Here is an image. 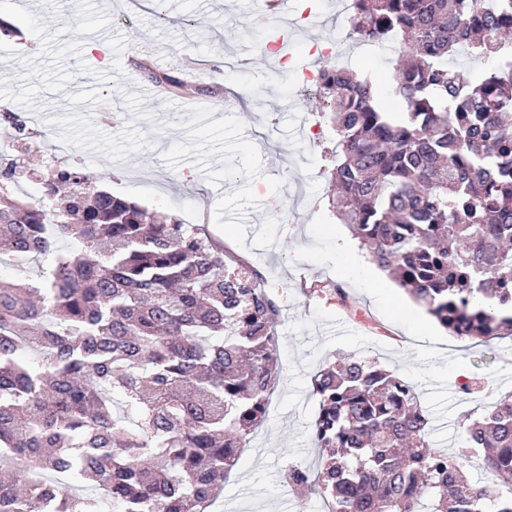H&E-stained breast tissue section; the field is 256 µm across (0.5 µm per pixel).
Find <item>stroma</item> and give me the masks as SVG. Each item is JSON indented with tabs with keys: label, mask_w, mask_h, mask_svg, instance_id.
<instances>
[{
	"label": "stroma",
	"mask_w": 512,
	"mask_h": 512,
	"mask_svg": "<svg viewBox=\"0 0 512 512\" xmlns=\"http://www.w3.org/2000/svg\"><path fill=\"white\" fill-rule=\"evenodd\" d=\"M164 18L122 0H0V17L21 30L0 38V113L18 115L30 131L9 141L28 150L35 179L22 182L29 201L42 195V144L59 140L98 187L149 209L197 224L246 257L280 306L281 378L269 411L224 482L216 512H325L314 492L288 487L291 463L315 466L310 438L318 411L312 378L348 357H368L416 386L430 414L432 439L451 452L466 445L462 415H481L512 391V340L463 342L451 336L357 249L363 273L348 271L338 248L350 240L328 209L335 134L310 135L320 120L288 81L289 64L269 55L270 42L240 40L242 26L287 39L289 54L309 61L311 48L337 41L352 67L390 75L395 56L353 46L336 0H290L284 19L262 14L253 0H165ZM104 35L103 51L89 52ZM167 56L157 71L182 75V56L203 71L184 93L215 112H183L181 97L131 93L145 82L136 63ZM342 287L347 305L334 293ZM464 367L481 381L480 396L455 376Z\"/></svg>",
	"instance_id": "1"
}]
</instances>
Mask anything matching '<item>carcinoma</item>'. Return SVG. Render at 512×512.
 <instances>
[{"mask_svg": "<svg viewBox=\"0 0 512 512\" xmlns=\"http://www.w3.org/2000/svg\"><path fill=\"white\" fill-rule=\"evenodd\" d=\"M351 34L406 58L384 85L326 67L305 103L336 131V218L452 335L512 336V0H353ZM462 56L493 63L474 81ZM23 176L0 162V253L17 260L0 278V512H210L281 377L277 301L195 225L82 168L52 171L38 203ZM52 221L76 251L34 287ZM313 389L326 457L284 478L330 512H512L511 391L462 419L491 476L476 485L377 361L323 367Z\"/></svg>", "mask_w": 512, "mask_h": 512, "instance_id": "1", "label": "carcinoma"}]
</instances>
